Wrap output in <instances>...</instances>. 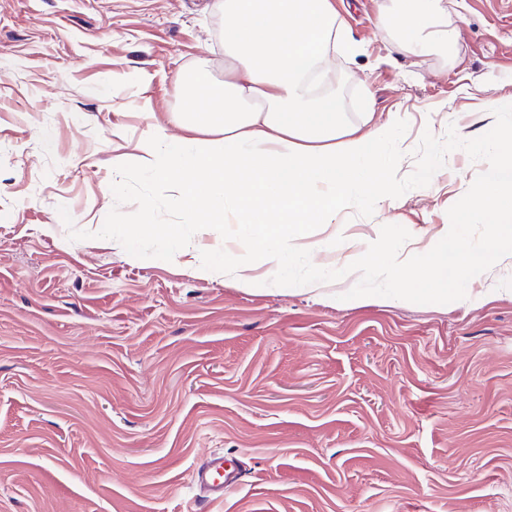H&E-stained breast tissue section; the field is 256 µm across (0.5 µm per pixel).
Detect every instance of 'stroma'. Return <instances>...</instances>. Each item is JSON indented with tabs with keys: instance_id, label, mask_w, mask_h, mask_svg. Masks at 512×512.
Returning a JSON list of instances; mask_svg holds the SVG:
<instances>
[{
	"instance_id": "obj_1",
	"label": "stroma",
	"mask_w": 512,
	"mask_h": 512,
	"mask_svg": "<svg viewBox=\"0 0 512 512\" xmlns=\"http://www.w3.org/2000/svg\"><path fill=\"white\" fill-rule=\"evenodd\" d=\"M385 0H335L358 45L327 90L342 119L398 115L472 139L512 93V0H447L450 56L399 49ZM224 0H0V512H512V259L448 304L349 307L221 270L235 225L196 228L139 160L186 77L224 82ZM486 162L356 206L336 248L385 224L420 250ZM116 224H180L190 254ZM219 271L200 275L202 264ZM239 470L205 502L191 472Z\"/></svg>"
}]
</instances>
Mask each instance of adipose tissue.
<instances>
[{
  "label": "adipose tissue",
  "mask_w": 512,
  "mask_h": 512,
  "mask_svg": "<svg viewBox=\"0 0 512 512\" xmlns=\"http://www.w3.org/2000/svg\"><path fill=\"white\" fill-rule=\"evenodd\" d=\"M380 19L402 49L453 51L446 0H392ZM335 51L354 48L332 0H224L222 88L197 68L182 114L193 137L141 145L149 173L176 184L173 202L191 223L239 224L242 246L224 264L242 285H256L262 263L290 274L293 243L312 225L393 194L389 125L346 126L335 95L310 81L332 67Z\"/></svg>",
  "instance_id": "obj_1"
}]
</instances>
